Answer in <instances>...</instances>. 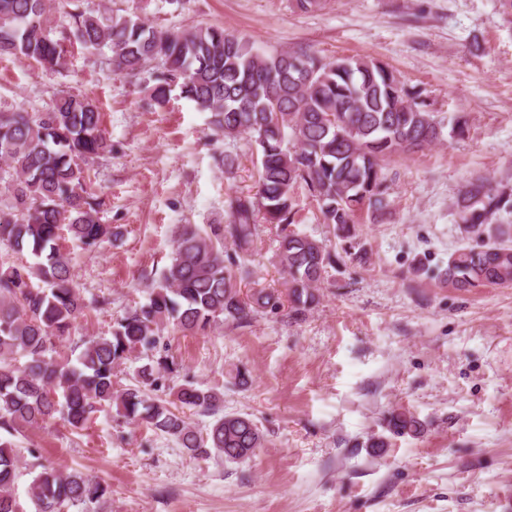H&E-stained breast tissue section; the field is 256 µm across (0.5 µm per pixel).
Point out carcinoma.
<instances>
[{
  "label": "carcinoma",
  "instance_id": "carcinoma-1",
  "mask_svg": "<svg viewBox=\"0 0 512 512\" xmlns=\"http://www.w3.org/2000/svg\"><path fill=\"white\" fill-rule=\"evenodd\" d=\"M56 0H0V55L60 67L77 43L88 52H111L113 71L136 75L150 63V99L169 102L173 89L210 114L213 131L229 139L249 133L259 151L257 190L231 196L222 224L203 230L179 226L171 262L146 301L126 311L108 336L79 339L71 359L64 342L87 305L74 282L64 242L92 251L120 235L103 224L91 163L112 152L102 114L88 97L60 91L46 112L0 110V161L13 170L12 202L0 207V245L32 263L0 265V512H19L16 484L20 449L10 437L59 418L83 429L106 406L117 417L141 422L172 438L193 460L250 458L265 434L249 415L220 414V392L189 380L167 384L176 364L160 349L169 325L183 333L211 325L249 323L275 312L288 298L296 319L319 303L318 286L343 258L362 265L357 241L361 216L382 220L390 207L385 163L470 133L466 114L449 121L435 102L375 59L325 58L306 50L266 51L218 26L173 32L106 9L69 13L67 28L52 27ZM316 202L322 223L342 241L336 249L294 229L300 198ZM453 215L470 244L448 258L442 279L458 290L512 284V184L479 176L453 200ZM274 226L285 291L241 292L260 223ZM232 249H227V245ZM135 353L151 360L136 384L114 387L116 369ZM215 416L202 431L186 411ZM394 437L416 438L423 422L406 410L386 418ZM30 485L35 512H86L109 487L77 471L38 462Z\"/></svg>",
  "mask_w": 512,
  "mask_h": 512
}]
</instances>
